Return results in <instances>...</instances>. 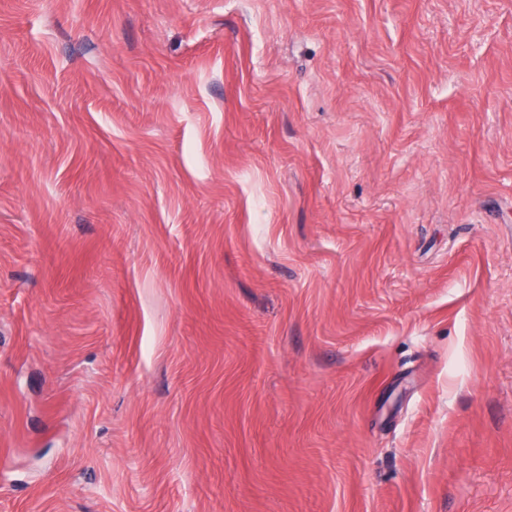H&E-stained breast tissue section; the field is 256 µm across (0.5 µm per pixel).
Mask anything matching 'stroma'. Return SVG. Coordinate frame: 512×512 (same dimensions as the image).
Listing matches in <instances>:
<instances>
[{
	"label": "stroma",
	"instance_id": "35a3bbf8",
	"mask_svg": "<svg viewBox=\"0 0 512 512\" xmlns=\"http://www.w3.org/2000/svg\"><path fill=\"white\" fill-rule=\"evenodd\" d=\"M0 512H512V0H0Z\"/></svg>",
	"mask_w": 512,
	"mask_h": 512
}]
</instances>
